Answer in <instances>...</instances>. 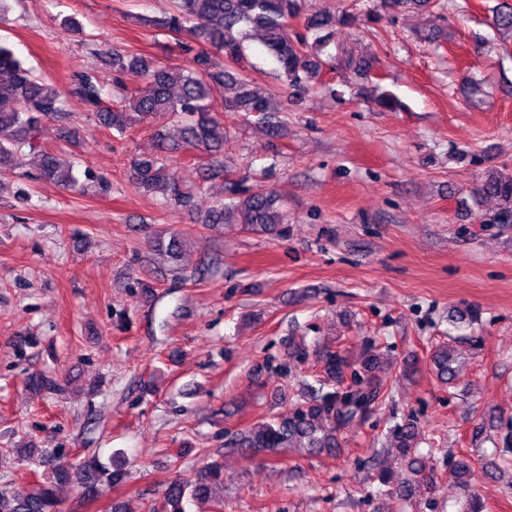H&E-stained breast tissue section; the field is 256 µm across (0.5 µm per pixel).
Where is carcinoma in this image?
Here are the masks:
<instances>
[{
    "label": "carcinoma",
    "instance_id": "carcinoma-1",
    "mask_svg": "<svg viewBox=\"0 0 512 512\" xmlns=\"http://www.w3.org/2000/svg\"><path fill=\"white\" fill-rule=\"evenodd\" d=\"M430 0H380V9L368 14L366 21L377 23L403 9L426 8ZM306 0H179L178 10L157 25L177 35L186 33L204 45L192 57L191 64L171 69L143 57L130 56L114 49L107 55L112 69L139 80L130 96L112 105L105 102L100 88L89 74L81 76L77 93L93 107V117L106 128L121 134L152 115H168L177 123V136L159 135V151L170 155L198 150L205 156L201 178L207 183L224 178V127L219 112H246L256 117L269 136L279 134L277 104L268 94L251 87L242 71L234 66L244 60L247 29L260 32L261 42L273 57L284 77L290 98L305 90L307 82L319 76L328 62L322 58L327 37L322 31L341 25L354 26L359 16L348 11H316L304 14ZM304 17L303 30L291 22ZM498 29L512 35V3H501L494 16ZM66 118L60 91L49 80L34 75L14 52L0 44V194L10 188L7 174L33 162L35 179L63 190L78 184L69 154L42 148L38 135L42 123ZM132 182L145 192H162L169 204L195 213L191 195L183 191L179 178L158 156L141 157L130 165ZM472 197L482 202L493 199L497 210L488 218L491 224H512V172L487 170L471 189ZM197 214V213H195ZM195 222L222 231L238 226L254 233H281L286 215L271 193L235 192L229 201L219 198L207 210L197 214ZM185 240L177 233L156 237L150 248L180 269ZM326 378L319 381L314 399L300 404L273 419H265L235 432L226 447L241 453L264 451L277 455L287 448H305L315 455L330 457L340 452V432L375 411L387 388L373 379L370 371L379 365L374 346L366 347L361 359L353 360L328 347L322 351ZM431 361L436 376L449 383L457 373L452 367L453 354L446 345L435 347ZM350 377L349 390L327 391L328 382ZM420 437L417 424L410 420L391 429L387 447L396 448L409 458L411 470L422 474L426 465L412 456ZM485 476L493 471L481 459L468 457L454 462L460 488L467 492L464 512H484L480 495L470 488L476 468ZM121 471L102 465L91 456L58 466L38 475L37 487L19 495L0 487V512H56L63 486L76 483L89 494L99 486L120 480ZM224 462L205 464L192 490L173 478L161 496V512H184L182 501L189 495L209 499L223 506V497L213 494V487L223 483Z\"/></svg>",
    "mask_w": 512,
    "mask_h": 512
}]
</instances>
